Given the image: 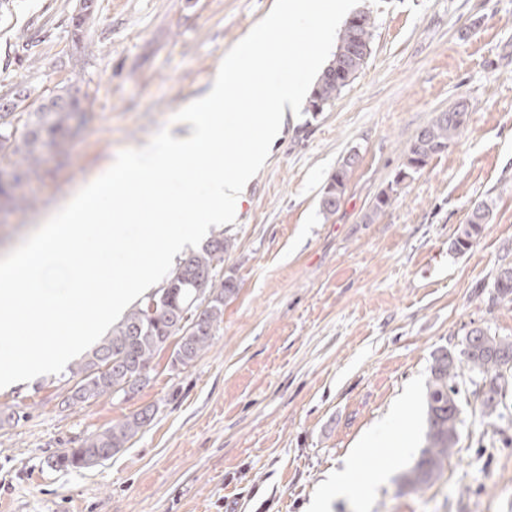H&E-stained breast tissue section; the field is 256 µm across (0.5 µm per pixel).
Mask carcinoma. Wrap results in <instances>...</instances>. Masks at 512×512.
Segmentation results:
<instances>
[{
  "mask_svg": "<svg viewBox=\"0 0 512 512\" xmlns=\"http://www.w3.org/2000/svg\"><path fill=\"white\" fill-rule=\"evenodd\" d=\"M374 21L367 14L358 15L356 23L345 24L333 58L317 79L309 105L320 112L331 104L363 67L371 53ZM51 105L37 112L0 111V169L11 170L19 182L38 174L41 157L49 151L67 154L72 137L71 122L85 110V101L72 98L61 86L48 90ZM468 108L458 103L425 127L409 149L406 168L417 171L427 160L448 148L462 133ZM357 159L351 153L331 175L320 199L321 211L333 214L345 193L349 175ZM489 217L488 207L476 205L459 227L454 250L469 249ZM232 243L219 232L197 251L179 262L163 285L137 302L109 334L91 346L80 361L62 375L69 385L66 406L97 400L104 395L126 394V389L141 388L148 380L151 363L170 339H176L171 363L189 366L211 345L215 332L224 321V301L237 292L230 276L217 277V267L224 263V253ZM492 299L512 300V266L503 267L493 283ZM512 370V339L476 327L461 341L459 351L446 347L432 356L426 394L427 431L425 446L415 465L402 476V483L420 488L435 480L448 464L459 442L460 385L463 378L485 389L481 412L486 417L497 414L506 373ZM144 409L86 438L83 443L58 457L65 468L91 466L97 456L112 458L151 420Z\"/></svg>",
  "mask_w": 512,
  "mask_h": 512,
  "instance_id": "cac0c4a2",
  "label": "carcinoma"
}]
</instances>
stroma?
I'll use <instances>...</instances> for the list:
<instances>
[{"label": "stroma", "instance_id": "1", "mask_svg": "<svg viewBox=\"0 0 512 512\" xmlns=\"http://www.w3.org/2000/svg\"><path fill=\"white\" fill-rule=\"evenodd\" d=\"M274 0H77L0 5V97L16 86L68 87L87 112L68 157L0 210V253L92 177L109 156L169 126L214 79L226 52ZM372 50L322 112L287 114L242 203L218 268L236 294L210 347L189 366L153 360L127 397L68 407L58 376L0 389V504L10 512H309L340 468L401 399L408 450L375 494L330 512H512V381L484 418L478 386L462 387L459 443L442 474L411 490L401 477L427 430L432 353L459 349L473 328L512 338V302L491 301L512 265V0H360ZM466 102L463 133L400 177L418 133ZM357 162L336 213L322 189L350 153ZM390 203L372 214L374 199ZM489 219L473 246L451 249L478 203ZM154 413L126 448L88 469L54 461L143 408Z\"/></svg>", "mask_w": 512, "mask_h": 512}]
</instances>
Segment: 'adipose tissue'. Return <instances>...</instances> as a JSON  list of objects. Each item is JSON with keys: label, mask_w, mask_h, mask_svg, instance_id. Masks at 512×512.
<instances>
[{"label": "adipose tissue", "mask_w": 512, "mask_h": 512, "mask_svg": "<svg viewBox=\"0 0 512 512\" xmlns=\"http://www.w3.org/2000/svg\"><path fill=\"white\" fill-rule=\"evenodd\" d=\"M371 448L385 450L391 461L400 458L405 451L403 445L393 441L391 430L387 426H380L361 448L345 459L323 495L312 503L313 512H325L329 500L334 497H365L382 481V473L370 472L362 467V460Z\"/></svg>", "instance_id": "1"}]
</instances>
